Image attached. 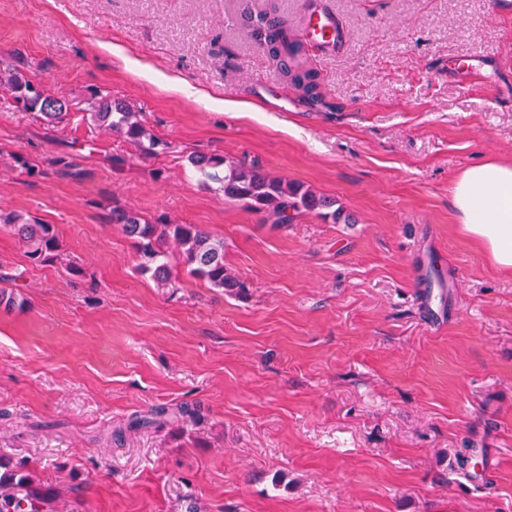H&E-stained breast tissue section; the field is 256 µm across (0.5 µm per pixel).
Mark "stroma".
I'll use <instances>...</instances> for the list:
<instances>
[{
    "label": "stroma",
    "instance_id": "1",
    "mask_svg": "<svg viewBox=\"0 0 512 512\" xmlns=\"http://www.w3.org/2000/svg\"><path fill=\"white\" fill-rule=\"evenodd\" d=\"M321 2L347 42L311 56L312 98L252 24L305 36V0H0V56L74 104L111 92L172 146L143 156L0 92V212L60 243L33 262L0 227V275L26 300L0 309V457L49 488L37 512H512V276L451 200L467 167L512 161V16L495 0ZM469 59L481 74H457ZM198 153L310 186L353 221L273 227L203 185ZM116 203L223 238L247 298L176 253L178 290L140 276ZM425 259L448 278L436 329ZM464 448L494 463L490 488L464 477Z\"/></svg>",
    "mask_w": 512,
    "mask_h": 512
}]
</instances>
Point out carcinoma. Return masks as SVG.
<instances>
[{
  "instance_id": "cac0c4a2",
  "label": "carcinoma",
  "mask_w": 512,
  "mask_h": 512,
  "mask_svg": "<svg viewBox=\"0 0 512 512\" xmlns=\"http://www.w3.org/2000/svg\"><path fill=\"white\" fill-rule=\"evenodd\" d=\"M257 34L262 48L280 60L283 72L307 94L315 95L318 73L305 67L303 44L291 39L288 27L270 24L260 17ZM0 86L8 88L21 109L35 112L48 123H59L70 105L45 94L13 57L0 58ZM99 128L135 143L142 154L158 155L168 149L167 142L149 133L139 113L112 99L110 94L93 91L81 108ZM190 164L203 184H219L224 199L266 214L274 224L285 225L296 214L315 212L323 219H342L336 200L321 195L299 182L272 177L256 165L236 163L218 154H196ZM131 241L137 256V269L161 288L179 287V279L169 262V249L175 247L187 274L222 289L238 298L247 294L249 285L224 265V239L212 236L197 224H173L153 220L139 212L114 205L108 214ZM0 225L23 242L27 257L44 262L57 256L59 240L54 225L28 220L16 213H1ZM26 300L15 290L0 289V307H23ZM44 495L37 480L27 472L11 469L0 460V512H26L31 501Z\"/></svg>"
}]
</instances>
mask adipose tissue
<instances>
[{"instance_id": "adipose-tissue-1", "label": "adipose tissue", "mask_w": 512, "mask_h": 512, "mask_svg": "<svg viewBox=\"0 0 512 512\" xmlns=\"http://www.w3.org/2000/svg\"><path fill=\"white\" fill-rule=\"evenodd\" d=\"M452 205L463 233L499 270L512 273V162L488 159L463 170Z\"/></svg>"}]
</instances>
